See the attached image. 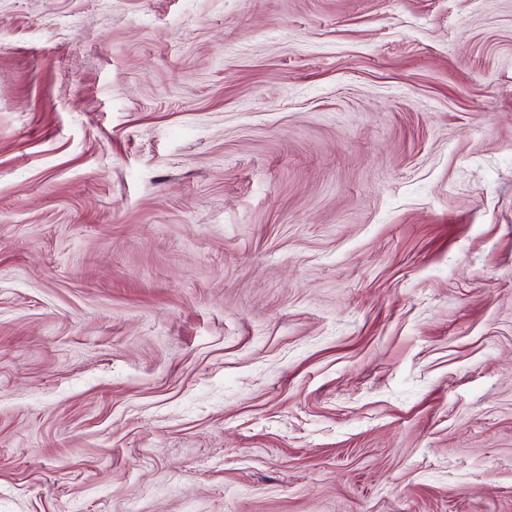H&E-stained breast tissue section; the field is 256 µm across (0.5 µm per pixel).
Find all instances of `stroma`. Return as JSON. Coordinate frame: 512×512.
Wrapping results in <instances>:
<instances>
[{
	"instance_id": "obj_1",
	"label": "stroma",
	"mask_w": 512,
	"mask_h": 512,
	"mask_svg": "<svg viewBox=\"0 0 512 512\" xmlns=\"http://www.w3.org/2000/svg\"><path fill=\"white\" fill-rule=\"evenodd\" d=\"M0 512H512V0H0Z\"/></svg>"
}]
</instances>
